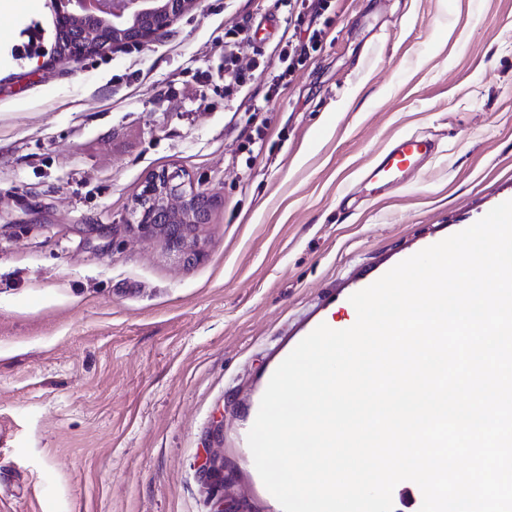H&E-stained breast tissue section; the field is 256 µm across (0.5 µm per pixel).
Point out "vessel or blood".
I'll use <instances>...</instances> for the list:
<instances>
[{
  "label": "vessel or blood",
  "mask_w": 512,
  "mask_h": 512,
  "mask_svg": "<svg viewBox=\"0 0 512 512\" xmlns=\"http://www.w3.org/2000/svg\"><path fill=\"white\" fill-rule=\"evenodd\" d=\"M431 149V142L423 137L397 138L364 170L363 179L376 185H394L417 173Z\"/></svg>",
  "instance_id": "vessel-or-blood-1"
}]
</instances>
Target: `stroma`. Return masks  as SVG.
<instances>
[{
    "label": "stroma",
    "instance_id": "35a3bbf8",
    "mask_svg": "<svg viewBox=\"0 0 512 512\" xmlns=\"http://www.w3.org/2000/svg\"><path fill=\"white\" fill-rule=\"evenodd\" d=\"M53 0H0V512H282L244 436L352 294L512 200V0H332L241 150L224 31L275 56L281 0H199L156 40L55 61ZM435 152L398 187L390 139ZM213 200L185 261L127 228L148 175ZM220 477L203 474L208 461ZM431 150L432 144L426 138H397L364 170L363 179L376 185L392 186L417 173Z\"/></svg>",
    "mask_w": 512,
    "mask_h": 512
}]
</instances>
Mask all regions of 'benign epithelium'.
I'll return each mask as SVG.
<instances>
[{
	"mask_svg": "<svg viewBox=\"0 0 512 512\" xmlns=\"http://www.w3.org/2000/svg\"><path fill=\"white\" fill-rule=\"evenodd\" d=\"M198 0H112V22L93 14L86 0H54L61 35L55 59L69 62L110 45L142 44L165 30ZM127 228L162 238L178 257L193 256L194 230L207 223L210 199L190 179L167 169L152 173L133 200Z\"/></svg>",
	"mask_w": 512,
	"mask_h": 512,
	"instance_id": "benign-epithelium-1",
	"label": "benign epithelium"
}]
</instances>
